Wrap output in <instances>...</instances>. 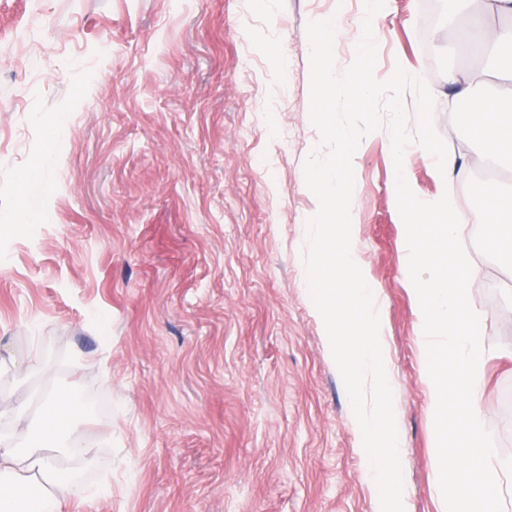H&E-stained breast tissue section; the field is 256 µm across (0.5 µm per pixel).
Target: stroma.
<instances>
[{
	"label": "stroma",
	"mask_w": 512,
	"mask_h": 512,
	"mask_svg": "<svg viewBox=\"0 0 512 512\" xmlns=\"http://www.w3.org/2000/svg\"><path fill=\"white\" fill-rule=\"evenodd\" d=\"M424 0H385L374 75L422 77L476 211L488 180L463 149L448 43ZM335 20L354 60L364 0H0V410L51 385L85 410L93 460L73 512H375L362 435L308 292L303 165L307 25ZM42 58L39 79L26 61ZM418 143L414 194L442 178ZM355 250L380 307L405 512H442L426 337L404 268L390 136L352 161ZM486 314L481 409L512 457V253L467 224ZM40 353L39 375L16 361Z\"/></svg>",
	"instance_id": "obj_1"
}]
</instances>
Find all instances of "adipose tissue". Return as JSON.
I'll return each mask as SVG.
<instances>
[{
	"mask_svg": "<svg viewBox=\"0 0 512 512\" xmlns=\"http://www.w3.org/2000/svg\"><path fill=\"white\" fill-rule=\"evenodd\" d=\"M476 2L460 46L479 53L484 63L449 71L447 81L471 105L470 142L491 158L512 159V107L492 86L512 81V0ZM481 213L486 245L502 249L512 237V193L486 184ZM11 414L24 421L25 433H0V512H71L76 465L86 461L89 446L76 403L51 390L22 400Z\"/></svg>",
	"mask_w": 512,
	"mask_h": 512,
	"instance_id": "obj_1",
	"label": "adipose tissue"
}]
</instances>
